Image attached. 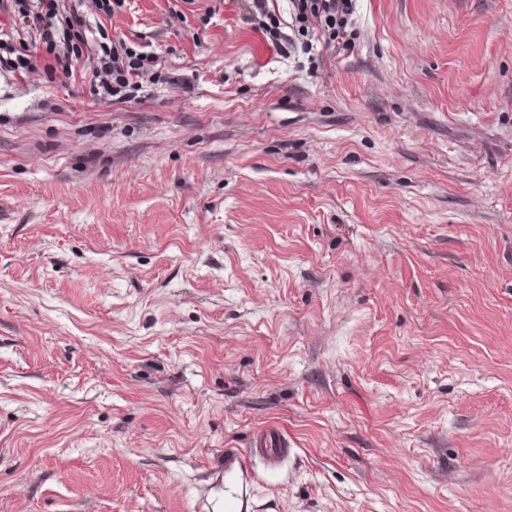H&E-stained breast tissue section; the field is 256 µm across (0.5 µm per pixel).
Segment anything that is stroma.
<instances>
[{
    "instance_id": "35a3bbf8",
    "label": "stroma",
    "mask_w": 512,
    "mask_h": 512,
    "mask_svg": "<svg viewBox=\"0 0 512 512\" xmlns=\"http://www.w3.org/2000/svg\"><path fill=\"white\" fill-rule=\"evenodd\" d=\"M268 7L80 0L119 99L0 68V512H512V0ZM355 0H292L297 32L311 29L326 49L346 50L356 28ZM97 45V53H91L96 61L89 73V83L98 92L102 90L114 97L130 85L137 84L146 74L154 72L153 75L158 76V58L155 55L140 52L120 38L112 40L110 46ZM249 447L251 456L264 458L271 463L287 456L291 449L288 448V439L275 425H266L259 429L250 439Z\"/></svg>"
}]
</instances>
